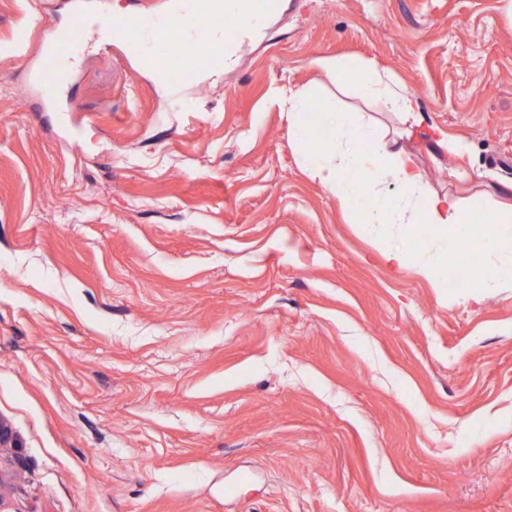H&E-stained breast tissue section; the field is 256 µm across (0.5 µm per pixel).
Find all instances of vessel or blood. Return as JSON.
I'll return each mask as SVG.
<instances>
[{
	"label": "vessel or blood",
	"mask_w": 512,
	"mask_h": 512,
	"mask_svg": "<svg viewBox=\"0 0 512 512\" xmlns=\"http://www.w3.org/2000/svg\"><path fill=\"white\" fill-rule=\"evenodd\" d=\"M212 0H184L181 12L154 21L149 42H141L142 18L131 13L120 19H103L100 22V43L110 48L113 41L121 40L128 49L140 51L157 61L169 79H176L187 64L183 51L185 40H192L199 55L211 54L214 45L210 33L219 29L234 33L239 19L226 12L211 9ZM88 25L84 19H76L66 38L50 37V55L38 74V83L46 95L56 91L64 71L73 63L85 43Z\"/></svg>",
	"instance_id": "1"
}]
</instances>
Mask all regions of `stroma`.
Here are the masks:
<instances>
[{
    "label": "stroma",
    "instance_id": "stroma-1",
    "mask_svg": "<svg viewBox=\"0 0 512 512\" xmlns=\"http://www.w3.org/2000/svg\"><path fill=\"white\" fill-rule=\"evenodd\" d=\"M171 0H0L5 512H512V284L391 271L291 147L281 90L383 59L438 192L512 183V0H279L171 94L88 35L55 96L33 18Z\"/></svg>",
    "mask_w": 512,
    "mask_h": 512
}]
</instances>
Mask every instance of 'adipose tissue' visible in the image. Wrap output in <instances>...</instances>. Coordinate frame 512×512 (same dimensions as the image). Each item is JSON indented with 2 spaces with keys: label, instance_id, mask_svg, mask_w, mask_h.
I'll return each instance as SVG.
<instances>
[{
  "label": "adipose tissue",
  "instance_id": "adipose-tissue-1",
  "mask_svg": "<svg viewBox=\"0 0 512 512\" xmlns=\"http://www.w3.org/2000/svg\"><path fill=\"white\" fill-rule=\"evenodd\" d=\"M222 8L236 11L240 27L234 39L214 33L227 57H234L240 41L254 36L266 14L261 0H222ZM314 68L335 80L337 86L357 90L368 104H379L393 115L397 129L378 128L341 108L324 104L311 113L314 99L306 86L285 88L292 145L310 173L338 202L345 214L364 231L383 224H419L440 244L438 252L382 245L388 264L397 270L414 267L420 277L439 284L448 273V260L462 244L476 240L483 253L499 257V264L470 276L474 288H494L512 282V205L490 206L473 198L432 191L405 139L425 122L419 102L393 79L379 60L343 61L331 56L312 59Z\"/></svg>",
  "mask_w": 512,
  "mask_h": 512
}]
</instances>
